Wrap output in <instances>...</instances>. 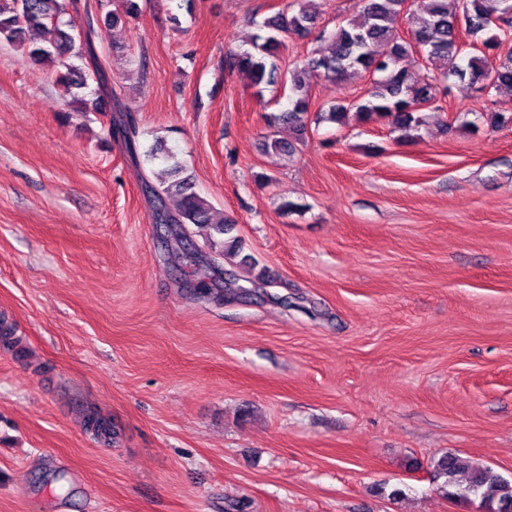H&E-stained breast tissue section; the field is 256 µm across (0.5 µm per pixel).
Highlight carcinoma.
<instances>
[{
    "instance_id": "cac0c4a2",
    "label": "carcinoma",
    "mask_w": 512,
    "mask_h": 512,
    "mask_svg": "<svg viewBox=\"0 0 512 512\" xmlns=\"http://www.w3.org/2000/svg\"><path fill=\"white\" fill-rule=\"evenodd\" d=\"M69 0H0V43L22 47L37 65L56 66V80L69 86L85 84L91 74L104 87L103 67L93 46V30L87 29L75 43L69 30L74 26ZM406 18L414 41L401 38L396 24ZM317 12L303 6L296 13L282 10L265 19L264 35H256L253 50L226 55L229 70L250 74L255 86L271 85L281 80L288 85L289 108L274 116L270 125L280 122L292 127L297 137L306 132L309 110L308 81L322 76L337 84L353 73L370 78L367 98L353 103L340 101L331 106L323 119L341 123L354 111L367 120H389L401 138L414 137L422 123L417 112L432 103L436 89L429 83L412 82L408 63L421 55L425 63H442L446 78L476 90L512 89V52L491 65L490 52L501 49L503 38L512 29V0H426L423 7L404 9L403 0H362L358 16L341 22L328 37L329 50L305 57L294 68L281 73L278 67L286 39L304 37L315 27ZM464 28L471 39L482 44L481 50H461L457 30ZM497 32H492V29ZM84 61L87 71L69 63L70 56ZM113 111L125 113L123 137L132 144L138 136L130 108L112 89ZM154 200L152 219L156 224H175L182 240L191 242L186 225L209 229L208 246L216 247L215 236L229 235L234 224L215 222L210 203L194 191L191 175L176 161L168 168V177L157 186H148ZM217 256L239 258V264L255 267L249 255L242 254L235 237L228 249ZM441 489L451 498L474 503L484 512H512V481L492 467L478 461L446 454L432 461Z\"/></svg>"
}]
</instances>
